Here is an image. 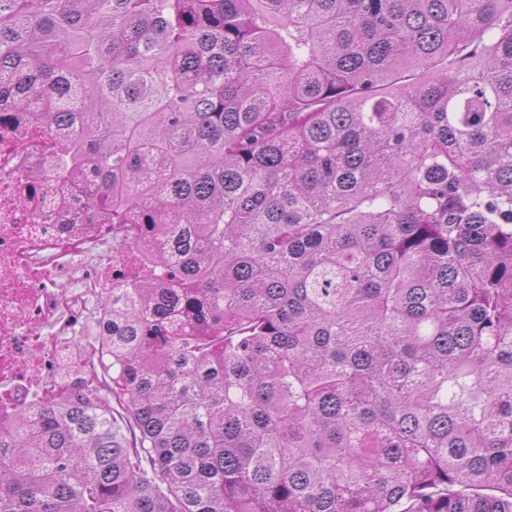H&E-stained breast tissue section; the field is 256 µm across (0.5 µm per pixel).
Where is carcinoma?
<instances>
[{"label":"carcinoma","mask_w":512,"mask_h":512,"mask_svg":"<svg viewBox=\"0 0 512 512\" xmlns=\"http://www.w3.org/2000/svg\"><path fill=\"white\" fill-rule=\"evenodd\" d=\"M16 112L165 250L0 512H512V0H0Z\"/></svg>","instance_id":"obj_1"}]
</instances>
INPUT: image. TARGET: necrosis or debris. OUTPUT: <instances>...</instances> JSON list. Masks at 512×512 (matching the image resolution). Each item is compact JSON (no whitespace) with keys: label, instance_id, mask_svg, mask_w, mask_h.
Here are the masks:
<instances>
[{"label":"necrosis or debris","instance_id":"obj_1","mask_svg":"<svg viewBox=\"0 0 512 512\" xmlns=\"http://www.w3.org/2000/svg\"><path fill=\"white\" fill-rule=\"evenodd\" d=\"M0 122V425L99 387L114 289L154 239L132 224L78 221L82 186L53 176L51 132Z\"/></svg>","mask_w":512,"mask_h":512}]
</instances>
